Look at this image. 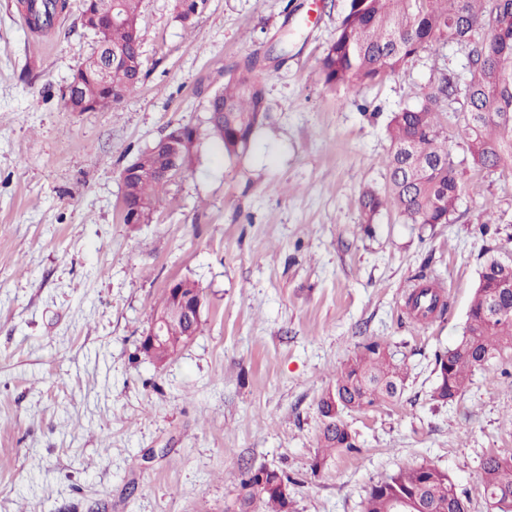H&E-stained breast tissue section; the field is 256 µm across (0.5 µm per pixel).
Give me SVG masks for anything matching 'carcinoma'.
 Wrapping results in <instances>:
<instances>
[{
	"mask_svg": "<svg viewBox=\"0 0 512 512\" xmlns=\"http://www.w3.org/2000/svg\"><path fill=\"white\" fill-rule=\"evenodd\" d=\"M127 19L104 31L114 46L133 51L134 28L139 26L141 0H120ZM65 8L59 0H41L29 22L48 28ZM455 43L466 50V74L428 87L415 107L392 113L387 125L390 152L387 189L367 188L359 206L371 223L383 209H392L409 224H447L457 208L463 184L448 151L442 115L453 103L464 112L458 135L474 168L512 170V0H351L336 38L321 61V75L330 87L374 83L400 71L434 42ZM110 64L94 52L78 69L77 100L89 109L116 108L133 94L141 80L129 70H112L110 83L99 72ZM224 89L208 104L209 134L221 142L228 156L249 146L267 112L263 82L249 65H233L225 73ZM161 185L154 174L136 183L130 200L159 202ZM496 301L498 312L487 305ZM412 313L422 317L443 314L447 303L431 287L408 297ZM201 321L175 320L169 341L179 346L200 331ZM512 350V255H491L478 274L462 335L436 356L439 377L430 399L446 405L460 397L472 373ZM407 372L403 361L386 344L369 338L341 369L336 382L318 400L324 419L313 466L335 453H357L360 446L344 420L352 411L368 410L400 397ZM478 482L493 512H512V453L490 454L480 463ZM287 512L276 493L263 488L253 467L241 470L239 493L230 512ZM364 512H468V498L451 476L430 464L408 467L373 485Z\"/></svg>",
	"mask_w": 512,
	"mask_h": 512,
	"instance_id": "cac0c4a2",
	"label": "carcinoma"
}]
</instances>
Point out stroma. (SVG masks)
I'll list each match as a JSON object with an SVG mask.
<instances>
[{"instance_id":"1","label":"stroma","mask_w":512,"mask_h":512,"mask_svg":"<svg viewBox=\"0 0 512 512\" xmlns=\"http://www.w3.org/2000/svg\"><path fill=\"white\" fill-rule=\"evenodd\" d=\"M24 3L0 0V512H224L240 468L260 464L288 475L292 512H363L372 485L422 463L487 512L477 473L512 453V353L453 403L430 394L485 249L512 251V171L474 169L451 114L466 188L450 223L387 209L367 224L358 205L386 186L391 113L463 75L464 51L435 44L378 83L332 89L320 64L349 0H207L189 31L175 0H142L140 88L71 112L96 46L82 0L43 30ZM249 59L269 112L231 157L203 132L206 106ZM187 124L201 129L192 160L153 222L123 223L122 169ZM181 278L203 292V330L158 368L140 341ZM422 283L446 315L409 314ZM369 338L403 359L405 390L346 414L360 452L314 467L317 402Z\"/></svg>"}]
</instances>
